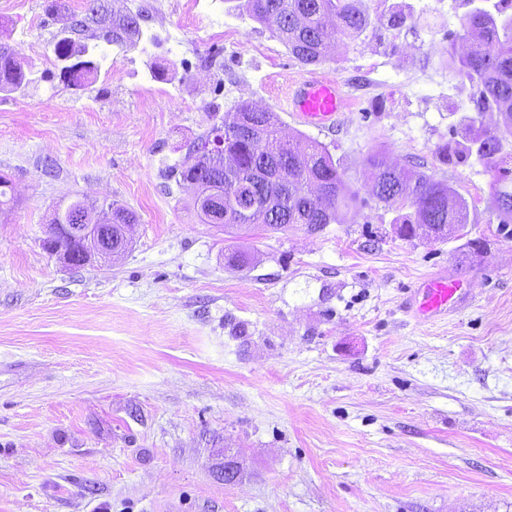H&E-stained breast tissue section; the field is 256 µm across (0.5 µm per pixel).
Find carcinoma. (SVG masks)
<instances>
[{
  "instance_id": "1",
  "label": "carcinoma",
  "mask_w": 512,
  "mask_h": 512,
  "mask_svg": "<svg viewBox=\"0 0 512 512\" xmlns=\"http://www.w3.org/2000/svg\"><path fill=\"white\" fill-rule=\"evenodd\" d=\"M236 9L268 26L296 60L304 65L322 63L330 46L342 38H355L370 25L362 0H237ZM102 0H85V16L75 26L105 22ZM142 12L131 10L112 21L105 41L121 49L133 47L142 36ZM460 31L448 33V67L455 89L468 91L476 116L457 139L445 144V162L477 160L491 174V196L501 227L512 224V0H496L493 9L475 8L458 17ZM414 7L404 2L391 6L387 24L393 30L416 26ZM100 65L63 73L66 86L81 88L98 75ZM14 50L0 43V92H13L28 84ZM503 111L507 122L487 127V112ZM224 132V151L236 169L224 172L212 164L196 172L182 164L174 168L178 183L199 179L192 208L204 224H222L239 231L284 232L296 224L319 232L340 224L358 208L359 194L349 187L329 150L307 138L292 142L280 135L273 113L248 102L224 113L221 127H214L198 144ZM370 192L398 212L396 233L404 239L445 237L448 225L464 229L469 223L466 200L447 183L411 167L391 165L379 154L366 159ZM115 216L112 235L127 250L124 225L135 222L129 209L110 204Z\"/></svg>"
}]
</instances>
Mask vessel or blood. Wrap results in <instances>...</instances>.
Masks as SVG:
<instances>
[{
  "mask_svg": "<svg viewBox=\"0 0 512 512\" xmlns=\"http://www.w3.org/2000/svg\"><path fill=\"white\" fill-rule=\"evenodd\" d=\"M347 105L342 85L326 78L296 80L289 86L285 98V106L296 123L319 130L335 127ZM464 297L461 280L435 275L423 282L409 307L427 318L441 317L454 310Z\"/></svg>",
  "mask_w": 512,
  "mask_h": 512,
  "instance_id": "vessel-or-blood-1",
  "label": "vessel or blood"
}]
</instances>
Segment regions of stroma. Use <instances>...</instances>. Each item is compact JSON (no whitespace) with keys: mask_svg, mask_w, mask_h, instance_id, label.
<instances>
[{"mask_svg":"<svg viewBox=\"0 0 512 512\" xmlns=\"http://www.w3.org/2000/svg\"><path fill=\"white\" fill-rule=\"evenodd\" d=\"M393 2L363 0L370 26L307 66L232 0H106L141 9L145 38L71 33L108 52L75 89L52 48L85 0H0V42L31 73L0 93V512H512V236L483 166L438 153L463 115L448 33L470 5L410 0L421 22L398 31ZM312 74L348 95L334 129L278 109ZM241 102L325 145L356 215L239 243L201 223L167 168ZM375 151L455 188L466 228L399 237L364 176ZM78 197L133 211L131 250L80 268L45 251L53 205ZM436 273L468 296L431 320L408 299Z\"/></svg>","mask_w":512,"mask_h":512,"instance_id":"obj_1","label":"stroma"}]
</instances>
